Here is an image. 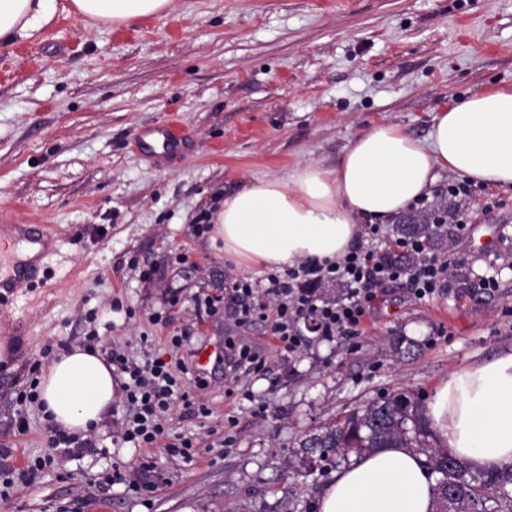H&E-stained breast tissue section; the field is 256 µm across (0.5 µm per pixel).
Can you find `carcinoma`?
<instances>
[{"mask_svg": "<svg viewBox=\"0 0 512 512\" xmlns=\"http://www.w3.org/2000/svg\"><path fill=\"white\" fill-rule=\"evenodd\" d=\"M435 217L419 214L404 225L409 235L430 232ZM433 434L423 408L409 390L391 391L351 412L343 421L307 438L304 447L318 455V462L346 461L379 448L397 446L426 456V465L438 475L436 504L453 499L459 512H497L488 503L512 502L506 486L512 469L474 472L469 464L430 442Z\"/></svg>", "mask_w": 512, "mask_h": 512, "instance_id": "obj_1", "label": "carcinoma"}]
</instances>
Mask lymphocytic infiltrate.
<instances>
[{
    "label": "lymphocytic infiltrate",
    "instance_id": "1",
    "mask_svg": "<svg viewBox=\"0 0 512 512\" xmlns=\"http://www.w3.org/2000/svg\"><path fill=\"white\" fill-rule=\"evenodd\" d=\"M396 252L376 253L358 246L336 263L304 262L281 273L268 274L266 287L247 277L234 279L226 292L227 310L238 322L257 319L269 322L282 350L295 352L301 344L299 321L308 320L320 336H357L385 288L408 280L411 294L419 300L433 297L451 262L429 254L422 237L395 242ZM334 283L343 288L340 300L325 299L321 290ZM108 359L126 374L123 385L127 408L117 438L137 448H150L164 438L162 413L189 393L161 358L137 363L124 353L111 351Z\"/></svg>",
    "mask_w": 512,
    "mask_h": 512
}]
</instances>
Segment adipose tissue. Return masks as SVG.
<instances>
[{
    "label": "adipose tissue",
    "instance_id": "1",
    "mask_svg": "<svg viewBox=\"0 0 512 512\" xmlns=\"http://www.w3.org/2000/svg\"><path fill=\"white\" fill-rule=\"evenodd\" d=\"M174 0H0V48L36 38L57 15L119 26L162 18ZM512 187V88L460 100L436 117L429 141L383 122L353 139L337 164H299L226 194L203 213L224 253L248 267L336 262L362 221L382 222L430 192L438 170ZM113 367L81 347L52 361L39 385L53 422L85 434L106 421L118 392ZM425 416L442 447L473 470L512 467V354L452 374ZM436 476L406 448L364 455L328 483L320 512H435Z\"/></svg>",
    "mask_w": 512,
    "mask_h": 512
}]
</instances>
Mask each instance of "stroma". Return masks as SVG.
<instances>
[{
  "label": "stroma",
  "mask_w": 512,
  "mask_h": 512,
  "mask_svg": "<svg viewBox=\"0 0 512 512\" xmlns=\"http://www.w3.org/2000/svg\"><path fill=\"white\" fill-rule=\"evenodd\" d=\"M512 85V0H177L170 15L91 28L58 18L42 37L0 49V238L12 224H47L55 253L46 283L0 300V449L27 471L5 512H316L335 467L308 471L306 434L384 393L427 402L455 372L512 354V187L475 185L450 197L442 170L424 199L469 215L454 241L432 228L431 255L452 256L437 295L386 288L360 336L305 332L280 350L269 323L240 325L222 298L233 278L265 282L198 231L217 194L299 163L335 165L382 122L428 138L455 100ZM175 122L188 141L167 168L130 143ZM158 267L144 278L146 264ZM496 287H484L487 277ZM211 352L204 389L166 416L164 445L112 442L126 413L115 399L102 431L49 449L37 407L18 394L48 347L169 360ZM259 351L264 369L224 359L225 339ZM95 449H87L86 441ZM153 458L154 492L99 483L111 467L138 476Z\"/></svg>",
  "instance_id": "1"
}]
</instances>
